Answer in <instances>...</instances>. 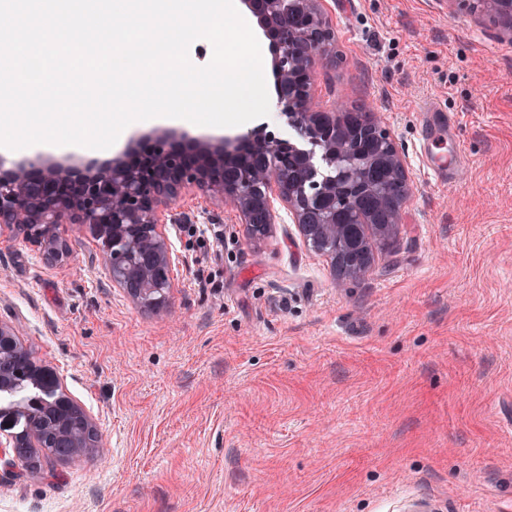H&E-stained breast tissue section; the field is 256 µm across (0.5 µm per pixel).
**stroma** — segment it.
Here are the masks:
<instances>
[{
  "label": "stroma",
  "mask_w": 512,
  "mask_h": 512,
  "mask_svg": "<svg viewBox=\"0 0 512 512\" xmlns=\"http://www.w3.org/2000/svg\"><path fill=\"white\" fill-rule=\"evenodd\" d=\"M313 100L371 112L408 173L398 234L337 275L285 209L181 197L167 304L106 286L97 240L48 263L0 233V322L100 428L0 512H512V39L472 0H321ZM457 113L467 163H424L416 111Z\"/></svg>",
  "instance_id": "1"
}]
</instances>
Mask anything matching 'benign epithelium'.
I'll list each match as a JSON object with an SVG mask.
<instances>
[{"label": "benign epithelium", "mask_w": 512, "mask_h": 512, "mask_svg": "<svg viewBox=\"0 0 512 512\" xmlns=\"http://www.w3.org/2000/svg\"><path fill=\"white\" fill-rule=\"evenodd\" d=\"M248 4L275 44L277 108L312 145L296 150L300 162L295 168L288 171L278 163L277 148L283 142L253 130L233 139L208 141L159 130L154 136L153 159L146 167L129 163L128 156L135 152L132 147L100 168L91 162L80 166L53 161L36 153L0 173V225L40 249L48 262L69 251L68 240L59 233L61 226L87 227L102 242L101 267L112 287L122 289L148 309L164 306L172 287L171 245L159 231L158 213L172 210L189 188L235 208L247 237L260 241L276 221L269 196L274 187L300 234L313 247L319 244L312 237L313 224L325 229V237L344 242L351 230L336 223V183L326 182L312 194L305 193L303 185L319 182L329 167L339 169L345 183L365 180L372 167L384 168L399 188L394 196L375 191L380 207L390 212L389 221L372 226L361 217L359 222L365 234L391 240L398 232L402 206L409 194L405 165L392 142L369 157L354 153L351 137L363 130V124L373 125L370 113H363V120L354 122L355 113L344 104L332 112L314 105L310 89L315 67L333 39L318 0H248ZM478 4L512 37V0H478ZM255 155L262 165L256 168L252 184L224 181V169L241 166ZM13 357L30 359L32 355L12 330L0 323L1 388L14 377L9 367ZM34 372L48 395L47 409L83 421L78 430L62 421L57 423L53 437L63 440L73 456L100 447L102 435L97 426L60 391L54 371L36 361ZM20 444L40 448L41 436L35 431L11 434L0 446L14 448Z\"/></svg>", "instance_id": "benign-epithelium-1"}]
</instances>
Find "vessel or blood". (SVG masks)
Segmentation results:
<instances>
[{
  "instance_id": "b4317fda",
  "label": "vessel or blood",
  "mask_w": 512,
  "mask_h": 512,
  "mask_svg": "<svg viewBox=\"0 0 512 512\" xmlns=\"http://www.w3.org/2000/svg\"><path fill=\"white\" fill-rule=\"evenodd\" d=\"M422 137V154L438 184H454L465 162V153L459 138L457 114L443 110L433 101L418 109Z\"/></svg>"
}]
</instances>
